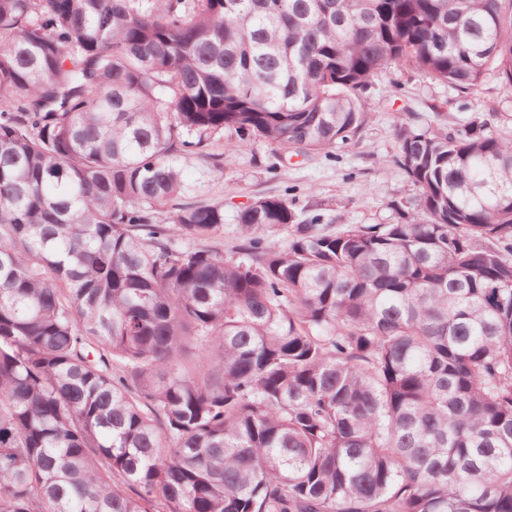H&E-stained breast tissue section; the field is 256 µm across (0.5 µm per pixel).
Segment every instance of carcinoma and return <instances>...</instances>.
<instances>
[{
  "label": "carcinoma",
  "instance_id": "obj_1",
  "mask_svg": "<svg viewBox=\"0 0 512 512\" xmlns=\"http://www.w3.org/2000/svg\"><path fill=\"white\" fill-rule=\"evenodd\" d=\"M406 64L512 84V0H0V512H512V136L400 126L397 224L180 244L181 163L349 145Z\"/></svg>",
  "mask_w": 512,
  "mask_h": 512
}]
</instances>
